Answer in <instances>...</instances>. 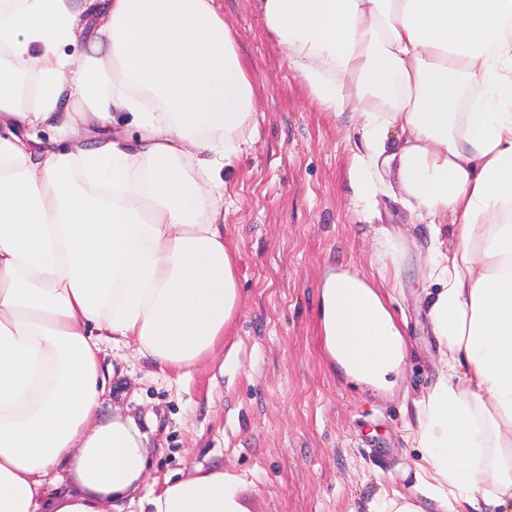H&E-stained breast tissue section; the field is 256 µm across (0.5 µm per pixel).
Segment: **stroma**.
Instances as JSON below:
<instances>
[{"mask_svg": "<svg viewBox=\"0 0 512 512\" xmlns=\"http://www.w3.org/2000/svg\"><path fill=\"white\" fill-rule=\"evenodd\" d=\"M219 8L257 99L252 147L224 194L243 304L223 345L185 376L102 345L100 363L114 371L102 411L135 418L151 445L150 473L127 509L144 512L165 481L220 467L237 477L246 512H368L383 492L414 484L415 403L441 370L420 296L429 226L400 205L392 168L375 212L355 207V124L318 109L265 34L256 0ZM330 268L376 282L405 319L410 360L394 389L348 381L324 352L318 282Z\"/></svg>", "mask_w": 512, "mask_h": 512, "instance_id": "obj_1", "label": "stroma"}]
</instances>
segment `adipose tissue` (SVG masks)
Returning <instances> with one entry per match:
<instances>
[{"instance_id": "adipose-tissue-1", "label": "adipose tissue", "mask_w": 512, "mask_h": 512, "mask_svg": "<svg viewBox=\"0 0 512 512\" xmlns=\"http://www.w3.org/2000/svg\"><path fill=\"white\" fill-rule=\"evenodd\" d=\"M257 7L318 108L358 127L356 206L373 208L392 165L400 204L430 225L443 371L417 404L412 491L372 512H512V0ZM81 39L79 61L65 49ZM256 113L216 0H0V512H124L148 439L102 413L100 345L187 375L223 344L242 298L221 207ZM77 121L96 147L66 144ZM319 325L349 380L398 383L405 331L372 281L326 273ZM148 504L245 512L220 468Z\"/></svg>"}]
</instances>
